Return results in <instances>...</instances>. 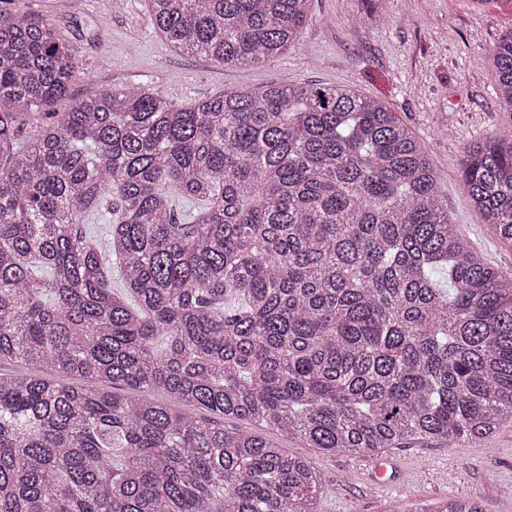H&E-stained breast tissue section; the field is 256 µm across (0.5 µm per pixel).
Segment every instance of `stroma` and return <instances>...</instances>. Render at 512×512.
<instances>
[{
  "label": "stroma",
  "instance_id": "35a3bbf8",
  "mask_svg": "<svg viewBox=\"0 0 512 512\" xmlns=\"http://www.w3.org/2000/svg\"><path fill=\"white\" fill-rule=\"evenodd\" d=\"M52 19L86 65L52 109L99 86L142 85L178 104L220 93L311 81L376 98L414 131L448 198V216L487 262L512 273V244L499 241L473 209L461 181L467 150L512 121L495 93L491 48L512 29V0H311L295 48L238 68L172 52L156 33L146 0H15ZM102 35H95V23ZM321 490L318 512H404L418 500L476 496L482 512H512V425L467 448L413 444L390 450L402 480L370 485L371 460L326 456L296 440Z\"/></svg>",
  "mask_w": 512,
  "mask_h": 512
}]
</instances>
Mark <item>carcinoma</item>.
Masks as SVG:
<instances>
[{"label":"carcinoma","mask_w":512,"mask_h":512,"mask_svg":"<svg viewBox=\"0 0 512 512\" xmlns=\"http://www.w3.org/2000/svg\"><path fill=\"white\" fill-rule=\"evenodd\" d=\"M147 2L173 50L250 66L298 43L310 0ZM3 3L0 365L25 369L0 374V512H317L311 463L226 418L363 456L512 424V273L383 102L104 85L50 112L80 54ZM492 59L512 113V30ZM461 179L511 244L512 124Z\"/></svg>","instance_id":"obj_1"}]
</instances>
